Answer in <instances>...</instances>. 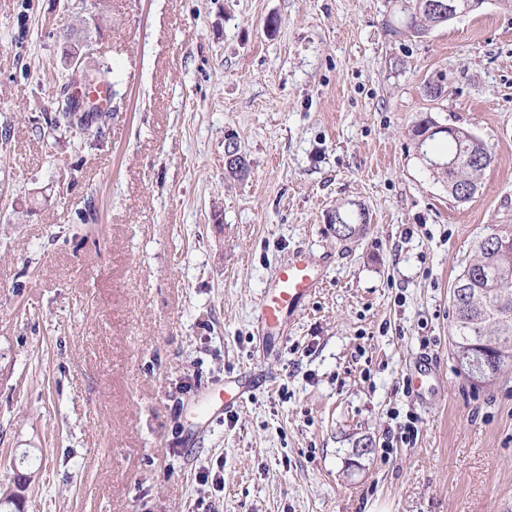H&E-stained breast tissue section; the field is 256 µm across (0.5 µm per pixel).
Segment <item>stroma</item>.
<instances>
[{
	"mask_svg": "<svg viewBox=\"0 0 512 512\" xmlns=\"http://www.w3.org/2000/svg\"><path fill=\"white\" fill-rule=\"evenodd\" d=\"M404 26L396 0H0V481L32 474L24 512H512V372L474 390L448 323L512 226V7ZM69 33L112 70L97 138L46 124ZM426 116L491 152L470 201L416 152ZM340 204L366 235L336 237ZM299 252L319 287L260 327ZM224 167L226 170L231 169H241L245 167V161L241 154L238 153L236 144L233 137H229L224 146ZM247 171V166L244 170H230L227 171L230 177L234 178H242L246 175H243Z\"/></svg>",
	"mask_w": 512,
	"mask_h": 512,
	"instance_id": "35a3bbf8",
	"label": "stroma"
}]
</instances>
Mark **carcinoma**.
I'll list each match as a JSON object with an SVG mask.
<instances>
[{"mask_svg": "<svg viewBox=\"0 0 512 512\" xmlns=\"http://www.w3.org/2000/svg\"><path fill=\"white\" fill-rule=\"evenodd\" d=\"M436 0H404V10L409 12V30L422 34L439 21L429 9ZM77 101L63 100L48 121L50 128L73 126ZM437 121L425 117L412 128V139L417 149L440 160L457 157L459 166L448 169L432 166L430 170L448 187V193L458 202L469 201L460 196L468 187L478 190V177L492 162V155L484 142L470 133L430 132ZM336 237L348 239L366 233L367 219L362 212L354 213L336 207L333 222ZM494 233L483 238L476 247L475 258L465 266L455 285L466 283V276L479 268L486 269V277L474 279L466 286V292L453 293L448 311L450 335L453 338V354L460 361L468 380L480 389L493 384L494 379L481 376V367L470 364L483 355L491 354L497 360L495 372L512 369V258H503L495 250Z\"/></svg>", "mask_w": 512, "mask_h": 512, "instance_id": "carcinoma-1", "label": "carcinoma"}]
</instances>
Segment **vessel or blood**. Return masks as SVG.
<instances>
[{
  "mask_svg": "<svg viewBox=\"0 0 512 512\" xmlns=\"http://www.w3.org/2000/svg\"><path fill=\"white\" fill-rule=\"evenodd\" d=\"M319 284L309 260L295 254L267 291L260 304V319L266 324L278 323L283 314L295 312Z\"/></svg>",
  "mask_w": 512,
  "mask_h": 512,
  "instance_id": "obj_1",
  "label": "vessel or blood"
}]
</instances>
